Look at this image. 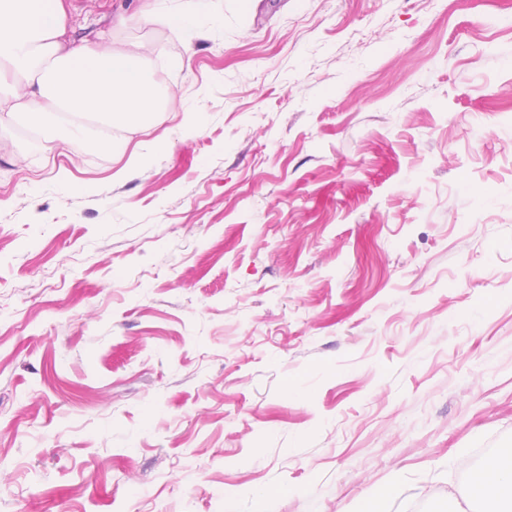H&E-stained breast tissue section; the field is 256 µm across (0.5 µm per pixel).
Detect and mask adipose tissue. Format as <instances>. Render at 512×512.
<instances>
[{
	"label": "adipose tissue",
	"mask_w": 512,
	"mask_h": 512,
	"mask_svg": "<svg viewBox=\"0 0 512 512\" xmlns=\"http://www.w3.org/2000/svg\"><path fill=\"white\" fill-rule=\"evenodd\" d=\"M217 12L214 0H139L115 24L175 29L189 48L195 18ZM68 24L64 0H0V114L30 121L47 157L100 152L108 133L145 127L151 114L176 106V90L161 89L148 68L150 46H117L108 35L67 42ZM469 495L512 512V462L486 459Z\"/></svg>",
	"instance_id": "adipose-tissue-1"
}]
</instances>
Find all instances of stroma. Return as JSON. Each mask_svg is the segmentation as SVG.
I'll list each match as a JSON object with an SVG mask.
<instances>
[{"mask_svg":"<svg viewBox=\"0 0 512 512\" xmlns=\"http://www.w3.org/2000/svg\"><path fill=\"white\" fill-rule=\"evenodd\" d=\"M177 111L0 123V512H455L512 448V0H216ZM167 134L159 152L153 138Z\"/></svg>","mask_w":512,"mask_h":512,"instance_id":"obj_1","label":"stroma"}]
</instances>
